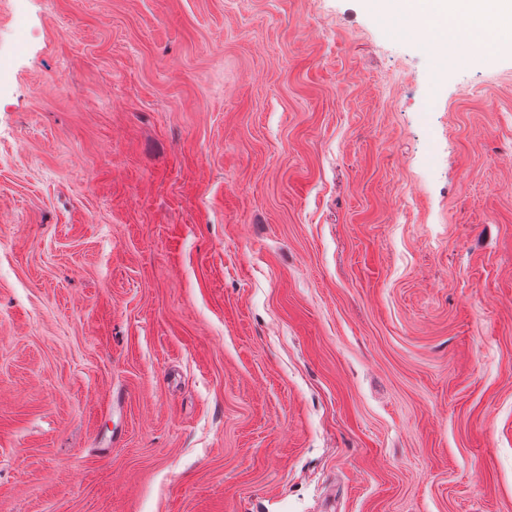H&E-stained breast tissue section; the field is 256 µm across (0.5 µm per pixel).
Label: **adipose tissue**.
Instances as JSON below:
<instances>
[{
  "label": "adipose tissue",
  "mask_w": 512,
  "mask_h": 512,
  "mask_svg": "<svg viewBox=\"0 0 512 512\" xmlns=\"http://www.w3.org/2000/svg\"><path fill=\"white\" fill-rule=\"evenodd\" d=\"M383 16L402 19L401 34L430 37L439 67L456 58L472 63L490 55L512 51V0H371ZM427 17L430 34L414 25L417 17ZM467 43V53H459V43Z\"/></svg>",
  "instance_id": "adipose-tissue-1"
}]
</instances>
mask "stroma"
Returning a JSON list of instances; mask_svg holds the SVG:
<instances>
[{"instance_id": "obj_1", "label": "stroma", "mask_w": 512, "mask_h": 512, "mask_svg": "<svg viewBox=\"0 0 512 512\" xmlns=\"http://www.w3.org/2000/svg\"><path fill=\"white\" fill-rule=\"evenodd\" d=\"M0 57V512H512V55L0 0Z\"/></svg>"}]
</instances>
